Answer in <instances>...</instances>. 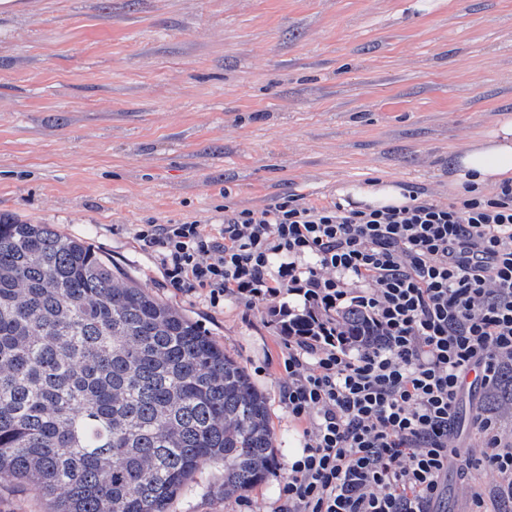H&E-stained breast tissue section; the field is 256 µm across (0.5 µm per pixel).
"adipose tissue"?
<instances>
[{"label":"adipose tissue","mask_w":512,"mask_h":512,"mask_svg":"<svg viewBox=\"0 0 512 512\" xmlns=\"http://www.w3.org/2000/svg\"><path fill=\"white\" fill-rule=\"evenodd\" d=\"M448 168V189L456 193L468 182L484 189L512 181V117H500L465 148L451 152ZM337 194L342 202L361 209L401 207L409 202L407 189L390 177L365 185L347 184Z\"/></svg>","instance_id":"1"}]
</instances>
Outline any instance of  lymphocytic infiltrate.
Listing matches in <instances>:
<instances>
[{
    "mask_svg": "<svg viewBox=\"0 0 512 512\" xmlns=\"http://www.w3.org/2000/svg\"><path fill=\"white\" fill-rule=\"evenodd\" d=\"M164 276L181 292L246 307L295 297L315 335L280 336V401L301 430L273 512H438L449 468L483 465L491 495L512 507V436L492 410L481 444L454 445L467 380L486 389L512 367V183L466 186L441 205L415 190L409 205L273 206L225 211L220 224H139ZM366 313L375 331L353 345L337 314Z\"/></svg>",
    "mask_w": 512,
    "mask_h": 512,
    "instance_id": "lymphocytic-infiltrate-1",
    "label": "lymphocytic infiltrate"
}]
</instances>
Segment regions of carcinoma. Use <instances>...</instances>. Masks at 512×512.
<instances>
[{
    "mask_svg": "<svg viewBox=\"0 0 512 512\" xmlns=\"http://www.w3.org/2000/svg\"><path fill=\"white\" fill-rule=\"evenodd\" d=\"M367 335L357 312L339 319ZM264 394L197 323L85 242L0 214V477L48 512H169L200 466L224 496L273 464Z\"/></svg>",
    "mask_w": 512,
    "mask_h": 512,
    "instance_id": "carcinoma-1",
    "label": "carcinoma"
}]
</instances>
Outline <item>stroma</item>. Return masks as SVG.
I'll list each match as a JSON object with an SVG mask.
<instances>
[{
  "label": "stroma",
  "mask_w": 512,
  "mask_h": 512,
  "mask_svg": "<svg viewBox=\"0 0 512 512\" xmlns=\"http://www.w3.org/2000/svg\"><path fill=\"white\" fill-rule=\"evenodd\" d=\"M512 112V0H20L0 12V214L81 239L195 321L264 392L273 465L250 493L272 512L299 446L267 359V304L211 307L165 282L135 224H220L284 194L336 201L387 175L451 202L448 155ZM512 392L473 389L460 442ZM489 468L448 472L449 512L488 494ZM205 464L170 512H240ZM30 485L0 479V512H45Z\"/></svg>",
  "instance_id": "35a3bbf8"
}]
</instances>
